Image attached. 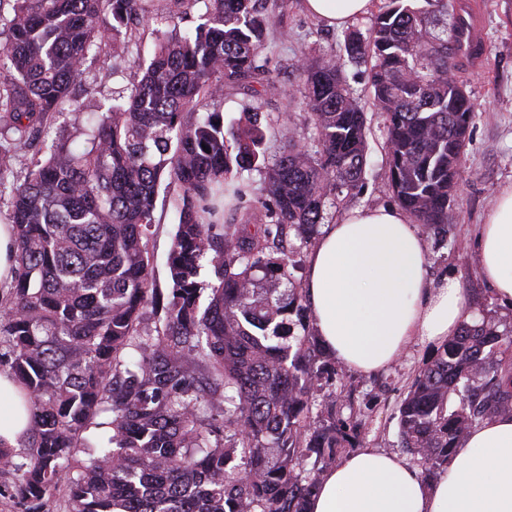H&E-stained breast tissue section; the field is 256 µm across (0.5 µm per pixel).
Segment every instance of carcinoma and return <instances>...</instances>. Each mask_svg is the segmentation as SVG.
<instances>
[{"label": "carcinoma", "instance_id": "1", "mask_svg": "<svg viewBox=\"0 0 512 512\" xmlns=\"http://www.w3.org/2000/svg\"><path fill=\"white\" fill-rule=\"evenodd\" d=\"M153 2L0 0V196L17 264L0 336L31 404L24 462L0 447V471L18 473L12 494L24 512H44L63 480L69 512H306L320 472L361 443L359 425L336 417L335 394L312 400L335 369L303 319L288 322L306 303L288 238H311L366 165L365 105L343 79L345 61L369 66L399 205L441 229L475 118L461 92L466 20L454 0H381L367 35L345 33L347 59L302 56L316 151L283 123L287 146L271 160L261 106L227 131L219 111L195 117L226 90L284 94L262 58L273 24L263 0H202L201 23L185 32L168 7L172 30L129 95L85 130L84 149L42 146L73 88L88 83L92 47L124 29L128 40L113 44L124 53ZM20 152L32 156L18 172ZM252 168L265 172L266 197L245 208L234 171ZM161 188L176 193L179 213L173 287L146 329L160 296L148 236ZM207 265L216 283L202 309ZM107 405L108 446L74 464ZM215 407L224 436L213 440ZM507 411L512 330L465 322L400 401V444L430 479L473 425Z\"/></svg>", "mask_w": 512, "mask_h": 512}]
</instances>
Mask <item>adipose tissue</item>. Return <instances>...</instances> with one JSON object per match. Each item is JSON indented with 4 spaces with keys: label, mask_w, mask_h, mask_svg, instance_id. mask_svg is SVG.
I'll use <instances>...</instances> for the list:
<instances>
[{
    "label": "adipose tissue",
    "mask_w": 512,
    "mask_h": 512,
    "mask_svg": "<svg viewBox=\"0 0 512 512\" xmlns=\"http://www.w3.org/2000/svg\"><path fill=\"white\" fill-rule=\"evenodd\" d=\"M309 14L340 28L372 0H304ZM479 272L512 305V186L478 233ZM427 247L400 209L355 208L323 225L309 256L306 297L323 347L352 372L389 368L413 342L438 346L467 321L457 278L426 277ZM31 418L22 390L0 374V446L17 447ZM308 512H512V413L473 428L435 481L396 454L365 447L324 472Z\"/></svg>",
    "instance_id": "1"
}]
</instances>
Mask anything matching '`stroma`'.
Here are the masks:
<instances>
[{
    "instance_id": "obj_1",
    "label": "stroma",
    "mask_w": 512,
    "mask_h": 512,
    "mask_svg": "<svg viewBox=\"0 0 512 512\" xmlns=\"http://www.w3.org/2000/svg\"><path fill=\"white\" fill-rule=\"evenodd\" d=\"M489 56L483 72H466L467 91L477 116L470 141L461 158L462 179L450 203V223L445 232L426 236L429 275L455 276L466 292L471 321L491 320L512 329V306L500 303L479 274L477 235L480 224L501 188L512 185V0H482ZM274 18L263 55L271 75L286 88L285 95L266 99L264 111L285 117L296 137L309 140V115L296 93L300 77L294 64L302 54L314 57L343 56L344 32L327 28L305 14L300 0H268ZM167 24L150 23L147 32L133 40L128 53L113 55L111 49L90 54L87 62L91 89L72 92L73 101L46 133L47 141L63 140L73 148L84 145V130L97 120L113 93L130 88L141 64L149 62L157 40L156 32ZM368 154L359 191L342 194L329 208L327 220L335 222L354 207L396 205L385 155V138L380 113L368 111ZM156 222L150 230L149 249L154 278L163 294H170L172 281L168 262L178 211L174 194L159 192ZM432 348L410 345L390 369L361 376L339 368L337 382L355 391L354 416L363 424V446L400 453L397 406L418 371L433 356Z\"/></svg>"
}]
</instances>
